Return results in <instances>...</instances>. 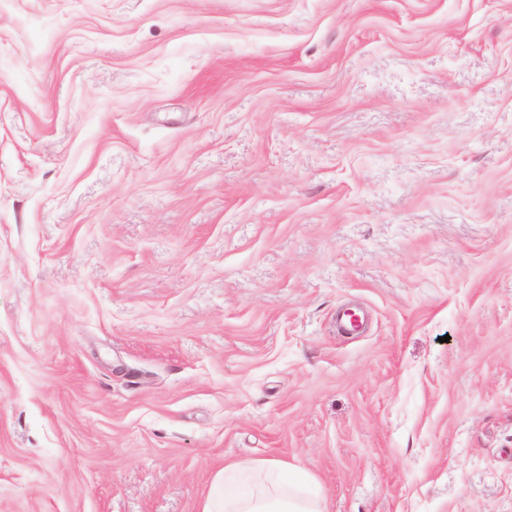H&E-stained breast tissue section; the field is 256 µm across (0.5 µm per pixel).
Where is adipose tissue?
Wrapping results in <instances>:
<instances>
[{
  "mask_svg": "<svg viewBox=\"0 0 512 512\" xmlns=\"http://www.w3.org/2000/svg\"><path fill=\"white\" fill-rule=\"evenodd\" d=\"M201 512H321L314 478L279 461L261 466L254 484L236 490L217 472L203 499Z\"/></svg>",
  "mask_w": 512,
  "mask_h": 512,
  "instance_id": "1",
  "label": "adipose tissue"
}]
</instances>
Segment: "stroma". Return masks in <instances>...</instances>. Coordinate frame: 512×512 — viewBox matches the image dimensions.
I'll list each match as a JSON object with an SVG mask.
<instances>
[{
  "instance_id": "obj_1",
  "label": "stroma",
  "mask_w": 512,
  "mask_h": 512,
  "mask_svg": "<svg viewBox=\"0 0 512 512\" xmlns=\"http://www.w3.org/2000/svg\"><path fill=\"white\" fill-rule=\"evenodd\" d=\"M271 460L512 512V0H0V512Z\"/></svg>"
}]
</instances>
